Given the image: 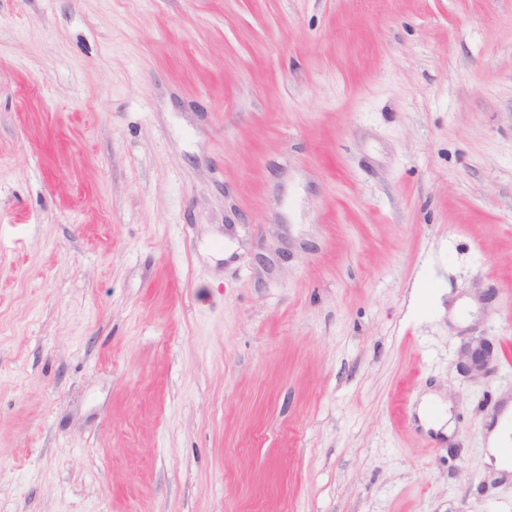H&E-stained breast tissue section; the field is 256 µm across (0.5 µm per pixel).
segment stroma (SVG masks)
Returning <instances> with one entry per match:
<instances>
[{
    "label": "stroma",
    "mask_w": 512,
    "mask_h": 512,
    "mask_svg": "<svg viewBox=\"0 0 512 512\" xmlns=\"http://www.w3.org/2000/svg\"><path fill=\"white\" fill-rule=\"evenodd\" d=\"M511 398L512 0H0V512H512ZM457 354V364L472 378L486 374L494 360V349L483 338H475L463 343ZM510 409L507 408L504 414L498 419L494 427L491 429L488 439L487 462L499 471H512V460L508 459L501 452V448L507 454L512 456L511 446L504 448L512 443V427L509 424Z\"/></svg>",
    "instance_id": "1"
}]
</instances>
